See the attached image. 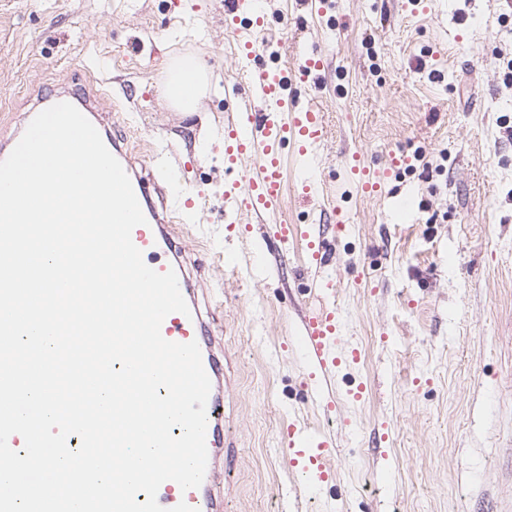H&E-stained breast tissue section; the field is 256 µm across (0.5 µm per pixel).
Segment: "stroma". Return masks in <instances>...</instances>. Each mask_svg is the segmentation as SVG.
Here are the masks:
<instances>
[{"mask_svg": "<svg viewBox=\"0 0 512 512\" xmlns=\"http://www.w3.org/2000/svg\"><path fill=\"white\" fill-rule=\"evenodd\" d=\"M259 2L288 23L282 61L312 49L328 59L322 88L298 90L323 116L322 164L311 174L287 160L285 211L308 222L297 184L312 176L348 216L324 239L361 353L360 403L343 382L334 414L305 398L312 378L292 325L324 300L309 290L302 241L267 254L268 277L215 262L226 173L209 133L247 85L225 0H0V117L18 126L37 88L77 86L92 67L117 133L136 152L154 146L174 192L202 191L182 246L224 354V512H512V0H335L333 29L307 0ZM187 56L221 87L193 114L171 108L159 83ZM352 152L368 165L421 153L435 169L406 162L369 198L347 189ZM403 196L416 200L413 220L392 208ZM293 422L335 438L338 499L290 470Z\"/></svg>", "mask_w": 512, "mask_h": 512, "instance_id": "35a3bbf8", "label": "stroma"}]
</instances>
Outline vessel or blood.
Wrapping results in <instances>:
<instances>
[{"instance_id": "vessel-or-blood-1", "label": "vessel or blood", "mask_w": 512, "mask_h": 512, "mask_svg": "<svg viewBox=\"0 0 512 512\" xmlns=\"http://www.w3.org/2000/svg\"><path fill=\"white\" fill-rule=\"evenodd\" d=\"M287 27L275 26L269 14L248 0H229L225 14V32L237 42L238 58L248 69L246 96L236 102V111L224 123V165L241 169L242 159L256 158L253 168L241 169L237 179L224 184V221L236 223L242 215H250L254 223L267 226L264 245L251 255L225 253L224 264L232 269H247L250 275L264 276L270 269L264 262L266 251L284 255L294 236L306 238L311 250L310 267L315 284L328 297L334 296V282L325 276L328 257L323 250V233L315 224L298 226L281 212L284 185L283 156L292 152L301 166L312 168L321 161L320 147L325 137L323 116L312 105L295 101L299 84L318 82L325 68L324 57L311 50L298 58L294 66L280 62L277 55L261 59V49L281 42ZM39 101L49 104L68 102L74 105L95 127H98L108 150L121 163L146 217L143 225L132 232L134 244L141 250L148 267L159 273L175 271L181 293L190 312L168 315L161 334L169 341H197L204 369L211 380L207 401L206 445L208 463L202 484L184 491L171 480L161 484L157 501L169 512L179 503H187L197 512H224V500L215 491L213 475L218 452L224 446V361L215 352L210 328L211 317L198 302V290L186 268L184 253L176 241L181 234L178 214L194 210L192 195L174 196L168 172H139L125 138L115 137L104 128L100 113L95 112L94 96L88 90H63L39 94ZM399 159L382 167L360 164L358 157L347 161L345 170L350 182L362 193L378 192L391 176ZM309 367L319 380L312 387L314 400L325 413H333L330 399L340 372L354 367L360 357L357 342L344 332L340 308L312 312L301 318L294 331ZM289 464L306 484L326 492H334L336 476L325 461L335 453L334 444L307 427L293 423L288 427Z\"/></svg>"}]
</instances>
